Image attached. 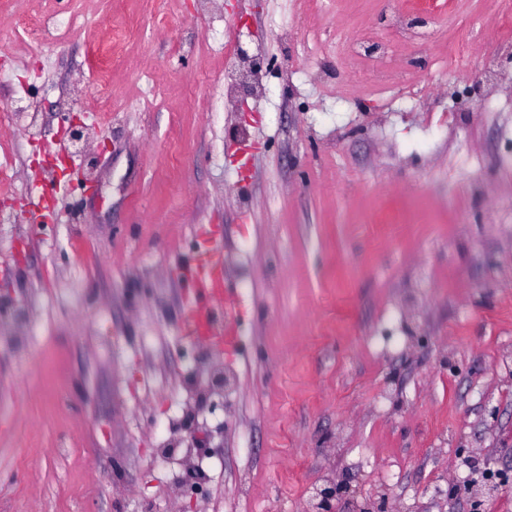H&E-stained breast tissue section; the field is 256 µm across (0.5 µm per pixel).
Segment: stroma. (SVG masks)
<instances>
[{
	"mask_svg": "<svg viewBox=\"0 0 512 512\" xmlns=\"http://www.w3.org/2000/svg\"><path fill=\"white\" fill-rule=\"evenodd\" d=\"M407 2L412 86L340 94L375 0H0V512H512V93L475 77L512 0ZM214 245L221 350L178 275Z\"/></svg>",
	"mask_w": 512,
	"mask_h": 512,
	"instance_id": "1",
	"label": "stroma"
}]
</instances>
